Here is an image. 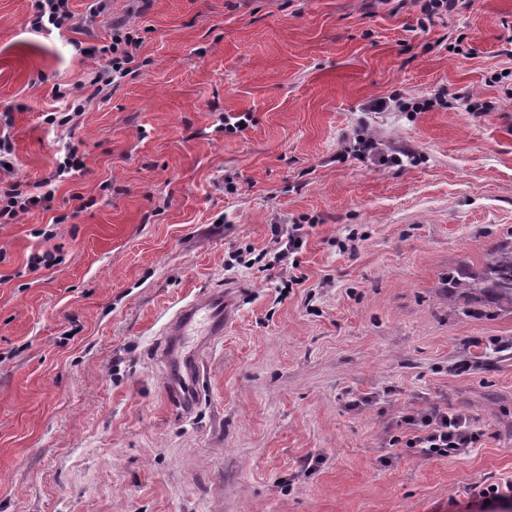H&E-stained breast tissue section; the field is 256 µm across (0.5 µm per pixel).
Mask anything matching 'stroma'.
I'll return each instance as SVG.
<instances>
[{
	"label": "stroma",
	"instance_id": "35a3bbf8",
	"mask_svg": "<svg viewBox=\"0 0 512 512\" xmlns=\"http://www.w3.org/2000/svg\"><path fill=\"white\" fill-rule=\"evenodd\" d=\"M89 3L36 33L33 0H0L15 175L69 146L86 164L52 210L0 223V512H481L471 488L512 477V354L485 357L512 307L442 279L512 236V0L425 33L412 0ZM118 22L141 67L87 98L107 62L73 45ZM59 87L76 127L44 121ZM294 224L285 288L253 260ZM46 250L60 263L29 271ZM219 290L223 336L185 338L186 415L155 349ZM433 405L470 414L468 454L403 447L399 415Z\"/></svg>",
	"mask_w": 512,
	"mask_h": 512
}]
</instances>
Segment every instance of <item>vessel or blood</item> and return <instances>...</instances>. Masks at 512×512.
<instances>
[{
  "mask_svg": "<svg viewBox=\"0 0 512 512\" xmlns=\"http://www.w3.org/2000/svg\"><path fill=\"white\" fill-rule=\"evenodd\" d=\"M224 315L223 293H212L202 303L190 302L175 313L160 343L159 351L169 365L166 372L168 386L184 410H192L195 405L193 377L196 373L197 360L183 353L181 338L187 330L200 322L205 323L209 339L223 336Z\"/></svg>",
  "mask_w": 512,
  "mask_h": 512,
  "instance_id": "vessel-or-blood-1",
  "label": "vessel or blood"
}]
</instances>
